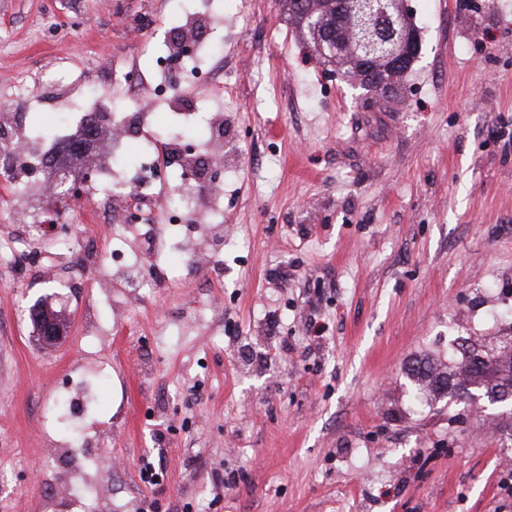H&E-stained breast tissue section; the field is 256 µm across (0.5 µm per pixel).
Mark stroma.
Returning <instances> with one entry per match:
<instances>
[{
	"instance_id": "obj_1",
	"label": "stroma",
	"mask_w": 512,
	"mask_h": 512,
	"mask_svg": "<svg viewBox=\"0 0 512 512\" xmlns=\"http://www.w3.org/2000/svg\"><path fill=\"white\" fill-rule=\"evenodd\" d=\"M184 0H0V101L87 79L125 110L118 79L153 81ZM215 83L182 112H220L224 276L171 272L142 299L100 296L73 243L0 270V512H45L60 486L40 411L94 352L103 512H512L499 418L412 403V359L497 335L512 308V0H410L422 51L381 100L328 71L278 0H223ZM153 225L98 231L100 254L141 257ZM66 317L44 344L21 305ZM110 336L82 341L85 305ZM205 310L187 322L195 305ZM326 324L320 339L309 322ZM159 485L139 483L145 463ZM236 481L216 497L215 475Z\"/></svg>"
}]
</instances>
